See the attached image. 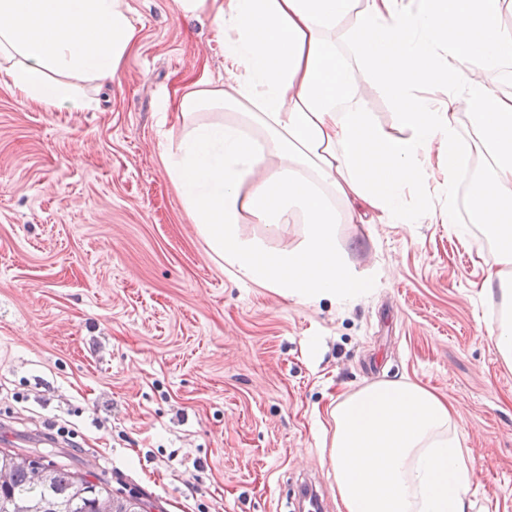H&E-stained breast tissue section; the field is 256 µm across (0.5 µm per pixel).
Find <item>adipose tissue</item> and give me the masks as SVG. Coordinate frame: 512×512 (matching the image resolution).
Segmentation results:
<instances>
[{
	"instance_id": "1",
	"label": "adipose tissue",
	"mask_w": 512,
	"mask_h": 512,
	"mask_svg": "<svg viewBox=\"0 0 512 512\" xmlns=\"http://www.w3.org/2000/svg\"><path fill=\"white\" fill-rule=\"evenodd\" d=\"M212 17L223 82L180 103L192 125L167 169L210 250L239 279L304 303L347 302L366 287L336 240V211L363 224L455 226L466 208L495 250L482 285L500 299L487 326L512 367V0H176ZM127 0H0V83L48 108L78 103L73 80L114 79L137 39ZM344 38H337L339 28ZM499 76L486 80L487 73ZM377 78L409 134L384 133L361 80ZM447 86L443 106L420 89ZM466 111L477 135L458 126ZM240 113L228 123L225 112ZM493 173L468 178L474 150ZM446 204L434 208V196ZM300 241L269 250L243 238L249 215ZM330 462L344 512H472L470 458L454 407L405 380L377 381L329 410Z\"/></svg>"
}]
</instances>
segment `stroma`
Instances as JSON below:
<instances>
[{"mask_svg":"<svg viewBox=\"0 0 512 512\" xmlns=\"http://www.w3.org/2000/svg\"><path fill=\"white\" fill-rule=\"evenodd\" d=\"M138 31L83 108L0 84V450L46 455L157 512H298L311 481L343 512L323 430L332 398L406 379L446 399L472 461L473 512H512V368L486 332L492 245L447 225L352 224L370 281L340 306L242 282L211 253L165 153L180 101L224 79L207 15L128 0ZM368 112L409 130L373 77Z\"/></svg>","mask_w":512,"mask_h":512,"instance_id":"1","label":"stroma"}]
</instances>
